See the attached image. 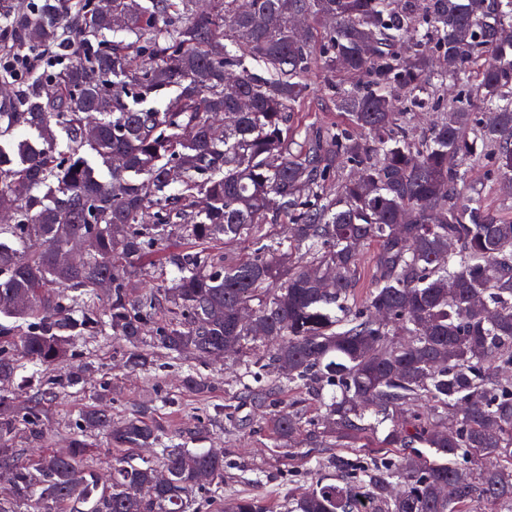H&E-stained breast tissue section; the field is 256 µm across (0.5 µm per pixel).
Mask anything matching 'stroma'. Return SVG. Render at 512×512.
Listing matches in <instances>:
<instances>
[{"label": "stroma", "instance_id": "stroma-1", "mask_svg": "<svg viewBox=\"0 0 512 512\" xmlns=\"http://www.w3.org/2000/svg\"><path fill=\"white\" fill-rule=\"evenodd\" d=\"M329 75L312 70L307 76L310 86L304 112L296 117L302 124L329 125L337 116L330 110L325 86ZM82 350L86 360L97 368L84 386L63 387L48 402L49 419L45 425L54 441H61L75 431L80 410L92 404L100 383L112 386L110 399L114 418H123L139 405L155 402L162 407L165 424L180 434L188 448H219L224 452V499L257 497L271 505H281L304 492L311 481L328 475L323 459L334 456L331 448L299 449L296 459H289L284 448L273 447L265 429L264 409L247 402L238 403L236 419L241 427L230 426L227 420L211 417L213 405L223 404L240 389V368L237 362L222 359H190L181 365H168L161 351H154L153 367L130 369L123 364L126 345L108 336L88 339ZM194 370L212 386L208 397L200 398L183 384L187 370ZM298 466L304 478L292 480L288 469Z\"/></svg>", "mask_w": 512, "mask_h": 512}]
</instances>
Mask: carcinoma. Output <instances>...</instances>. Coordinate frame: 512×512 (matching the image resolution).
I'll return each instance as SVG.
<instances>
[{
    "label": "carcinoma",
    "mask_w": 512,
    "mask_h": 512,
    "mask_svg": "<svg viewBox=\"0 0 512 512\" xmlns=\"http://www.w3.org/2000/svg\"><path fill=\"white\" fill-rule=\"evenodd\" d=\"M194 3L0 0L14 53L71 37L78 50L50 89L0 73L12 93L0 119L41 139L0 161V235L19 243L0 241V381L73 360L93 336L125 340L132 368L151 364L148 342L171 360L236 357L274 446L340 449L285 512H512V214L482 191L512 197V0ZM115 27L134 41L105 40ZM316 63L354 76L327 84L344 120L320 131L292 124ZM174 87L162 112L128 103ZM282 221L284 237L262 233ZM174 234L191 248H167ZM243 236L253 252L210 250ZM148 267L172 271L170 286L140 291L132 273ZM91 367L70 365L22 406L0 392V512H200L224 455L176 442L152 404L119 423L90 406L48 455L17 446L22 430L43 437L46 396ZM92 430L115 452L104 486L80 438ZM145 445L157 461L134 462ZM222 512L273 510L236 498Z\"/></svg>",
    "instance_id": "cac0c4a2"
}]
</instances>
